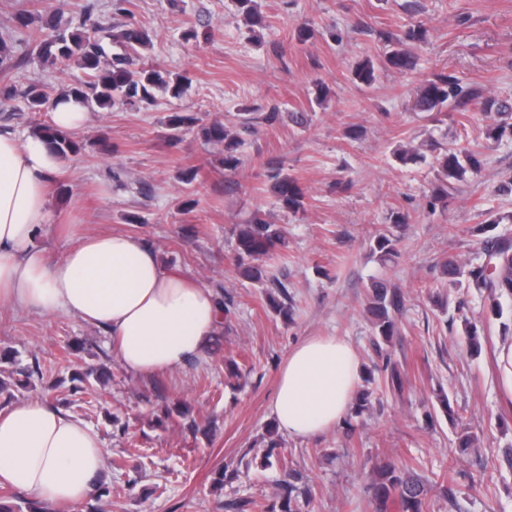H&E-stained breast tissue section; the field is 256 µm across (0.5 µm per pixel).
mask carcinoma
I'll return each instance as SVG.
<instances>
[{
    "label": "carcinoma",
    "mask_w": 512,
    "mask_h": 512,
    "mask_svg": "<svg viewBox=\"0 0 512 512\" xmlns=\"http://www.w3.org/2000/svg\"><path fill=\"white\" fill-rule=\"evenodd\" d=\"M237 17L249 28L263 26V16L258 0H237ZM30 21L19 18L18 26L12 35L16 45L29 41L34 43L32 51L44 62L74 63L83 73V77L71 84L68 90L50 97L37 84L23 90L3 83L0 85V99L10 100L17 96L25 99L27 108L32 112H41L53 107L58 99H74L80 105L105 109L117 103L130 110H137L154 100V90L163 89L179 98L190 86L184 75L171 77L170 73L158 67H145L140 64L143 51L152 44L149 34L132 24L122 29L107 28L98 24L87 28V21L75 27H63L54 17L42 22L47 30L43 37L36 39L29 29ZM119 44L125 49L123 54H114L107 58L104 40ZM392 48L377 60L366 59L354 68V77L359 83L370 86L376 80V71L391 70L408 73L414 70L416 58L400 40L388 39ZM479 98L475 90L463 91L452 77L445 73L434 75L419 89L415 108L420 112H431L437 105L446 101L462 110ZM199 122V119L182 112H175L168 118L171 137H177L185 127ZM203 140L212 144H224V169L237 168L239 158L235 154L238 134L220 122H212L200 127ZM35 135L62 158L77 156L82 146L68 133L52 124H40ZM482 160L480 154L472 149L445 150L436 157V184L432 189L433 200L447 203L448 196L457 190V185L465 180L466 174L480 172ZM275 196L285 211L297 212L304 208L305 192L297 181L287 175L274 176ZM282 242V232L276 225L257 213L244 225L237 235V268L253 280L262 278V269L253 265L256 260L271 257ZM398 238L392 233H380L374 237L373 251L386 261L398 254ZM483 255L482 263L472 266L456 261L448 262L444 275L452 286L468 284L488 302L489 310L496 316L504 313V302L512 300V236L489 234L480 241ZM403 307V294L399 288L385 281L372 285L368 298L367 311L375 320L377 335L388 340L397 332L396 314ZM0 363L8 364L14 373L23 377L19 385L23 388L36 387L35 378L42 375L39 362L23 365L17 360L16 352L10 349L0 350ZM385 384L391 389L402 392L403 378L391 357H385L383 364ZM299 477L288 474V482L279 485L278 502L266 506L256 501H234L228 503L232 512H302L307 502L308 490L297 485ZM369 494L375 505V512H424L425 500L430 490L426 482L413 472L407 461L396 457L379 460L372 470Z\"/></svg>",
    "instance_id": "obj_1"
}]
</instances>
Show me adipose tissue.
Masks as SVG:
<instances>
[{"label":"adipose tissue","instance_id":"adipose-tissue-1","mask_svg":"<svg viewBox=\"0 0 512 512\" xmlns=\"http://www.w3.org/2000/svg\"><path fill=\"white\" fill-rule=\"evenodd\" d=\"M60 168L41 138L0 133V302L104 329L113 356L135 374L183 368L223 326L213 292L124 232L83 235L48 258L35 237L52 221L48 183ZM358 376L359 361L342 337L302 340L281 368L273 399L279 427L303 438L336 427ZM103 470L100 438L80 419L39 398L0 411V484L77 506Z\"/></svg>","mask_w":512,"mask_h":512}]
</instances>
